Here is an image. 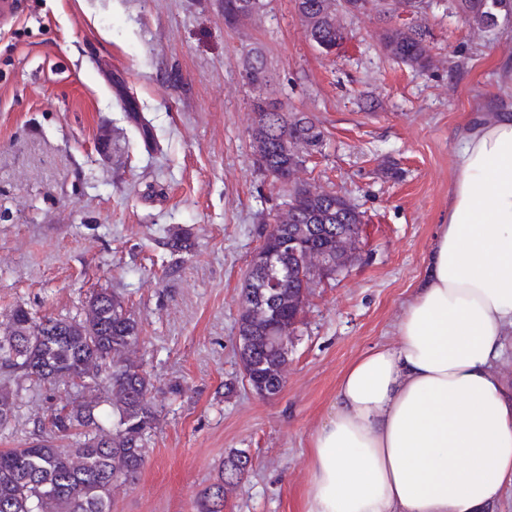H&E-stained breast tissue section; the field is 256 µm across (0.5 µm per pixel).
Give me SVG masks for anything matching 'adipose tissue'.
<instances>
[{"label": "adipose tissue", "mask_w": 512, "mask_h": 512, "mask_svg": "<svg viewBox=\"0 0 512 512\" xmlns=\"http://www.w3.org/2000/svg\"><path fill=\"white\" fill-rule=\"evenodd\" d=\"M421 281L342 372L310 441L305 512H484L512 486V110L472 115Z\"/></svg>", "instance_id": "obj_1"}]
</instances>
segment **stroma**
Masks as SVG:
<instances>
[{
  "instance_id": "stroma-1",
  "label": "stroma",
  "mask_w": 512,
  "mask_h": 512,
  "mask_svg": "<svg viewBox=\"0 0 512 512\" xmlns=\"http://www.w3.org/2000/svg\"><path fill=\"white\" fill-rule=\"evenodd\" d=\"M324 54L295 0H265L236 26L224 0H20L0 16V319L18 305L72 317L90 295L120 296L138 320L161 423L112 512H200L232 453L253 468L223 512H304L310 438L344 368L397 341L396 323L448 215L456 131L470 113L512 105V21L484 32L433 0V57L419 71L381 48L375 17H343ZM262 48L272 77L242 74ZM264 95L315 118L325 144L298 183L347 196L362 246L309 295L272 398L245 383L240 293L288 193L258 169L248 129ZM150 122L145 145L124 100ZM190 229L178 271L167 229ZM16 417L0 449L20 448L67 402L0 371Z\"/></svg>"
}]
</instances>
